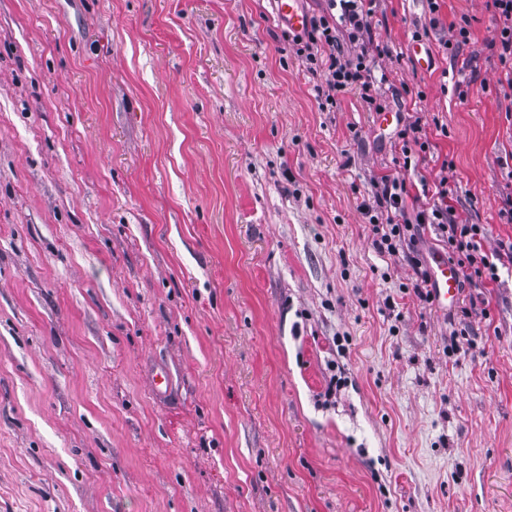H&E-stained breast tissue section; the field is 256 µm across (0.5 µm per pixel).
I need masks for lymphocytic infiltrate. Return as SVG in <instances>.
<instances>
[{"mask_svg": "<svg viewBox=\"0 0 512 512\" xmlns=\"http://www.w3.org/2000/svg\"><path fill=\"white\" fill-rule=\"evenodd\" d=\"M496 33L488 44L496 55L502 76L499 80L504 99L512 101V0H492ZM375 0H325L318 14L312 15L306 31L287 35L292 53L310 72H323L325 83L317 87L320 109L335 106L338 95L357 93L368 108L380 110L374 57L384 54L377 44L372 25ZM372 205L366 206L373 244L379 253L404 255L416 276L415 296L431 303L429 273L418 247L425 227H433L448 249V259L464 272L470 286L482 287L484 280H497L498 263L512 258V243L501 244L488 252L483 247L485 234L480 225L460 220L448 199L452 193L447 177H440L431 205L407 213L405 183L385 174L373 182Z\"/></svg>", "mask_w": 512, "mask_h": 512, "instance_id": "obj_1", "label": "lymphocytic infiltrate"}]
</instances>
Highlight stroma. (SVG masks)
<instances>
[{
	"mask_svg": "<svg viewBox=\"0 0 512 512\" xmlns=\"http://www.w3.org/2000/svg\"><path fill=\"white\" fill-rule=\"evenodd\" d=\"M431 16L375 2L407 171L357 93L319 109L270 0H0V512H512V274L461 282L487 313L449 352L362 210L446 161L512 239L492 0ZM421 132L422 127L417 120L402 125L396 131L399 144L401 143L402 168L405 170L411 169L412 166L415 169L419 162L424 160L427 151H429L430 147L426 134L422 137Z\"/></svg>",
	"mask_w": 512,
	"mask_h": 512,
	"instance_id": "1",
	"label": "stroma"
}]
</instances>
